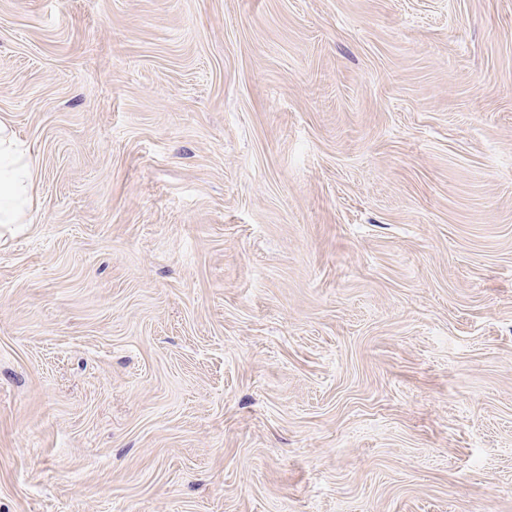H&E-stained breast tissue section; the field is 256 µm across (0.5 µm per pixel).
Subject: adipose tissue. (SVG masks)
I'll list each match as a JSON object with an SVG mask.
<instances>
[{"mask_svg": "<svg viewBox=\"0 0 512 512\" xmlns=\"http://www.w3.org/2000/svg\"><path fill=\"white\" fill-rule=\"evenodd\" d=\"M34 166L27 146L0 123V224H28L35 210Z\"/></svg>", "mask_w": 512, "mask_h": 512, "instance_id": "adipose-tissue-1", "label": "adipose tissue"}]
</instances>
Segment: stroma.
I'll return each mask as SVG.
<instances>
[{
    "mask_svg": "<svg viewBox=\"0 0 512 512\" xmlns=\"http://www.w3.org/2000/svg\"><path fill=\"white\" fill-rule=\"evenodd\" d=\"M0 512H512V0H0ZM33 169L27 146L0 123V224L32 223Z\"/></svg>",
    "mask_w": 512,
    "mask_h": 512,
    "instance_id": "1",
    "label": "stroma"
}]
</instances>
